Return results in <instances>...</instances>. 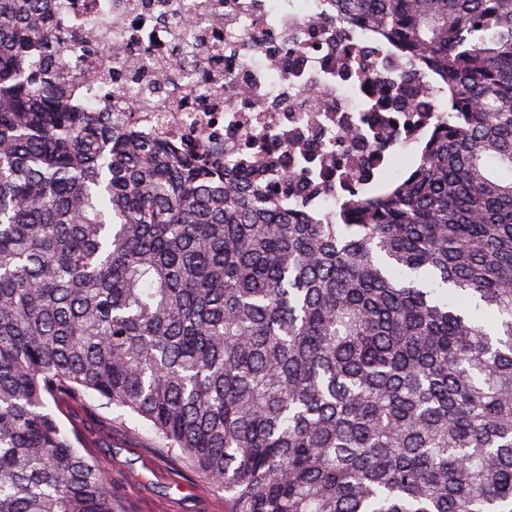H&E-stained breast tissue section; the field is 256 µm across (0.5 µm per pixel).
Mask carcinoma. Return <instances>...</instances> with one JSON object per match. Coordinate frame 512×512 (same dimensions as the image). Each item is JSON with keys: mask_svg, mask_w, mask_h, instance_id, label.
Instances as JSON below:
<instances>
[{"mask_svg": "<svg viewBox=\"0 0 512 512\" xmlns=\"http://www.w3.org/2000/svg\"><path fill=\"white\" fill-rule=\"evenodd\" d=\"M335 2L447 104L326 223L79 110L56 0H0V512H121L89 394L227 512H512V0Z\"/></svg>", "mask_w": 512, "mask_h": 512, "instance_id": "obj_1", "label": "carcinoma"}]
</instances>
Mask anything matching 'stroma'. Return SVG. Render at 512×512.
<instances>
[{"label":"stroma","instance_id":"35a3bbf8","mask_svg":"<svg viewBox=\"0 0 512 512\" xmlns=\"http://www.w3.org/2000/svg\"><path fill=\"white\" fill-rule=\"evenodd\" d=\"M51 410L80 438L81 453L111 478L124 512H225L223 487L159 448L148 426L120 423L116 411L91 396Z\"/></svg>","mask_w":512,"mask_h":512}]
</instances>
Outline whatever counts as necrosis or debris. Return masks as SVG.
<instances>
[{
    "label": "necrosis or debris",
    "instance_id": "obj_1",
    "mask_svg": "<svg viewBox=\"0 0 512 512\" xmlns=\"http://www.w3.org/2000/svg\"><path fill=\"white\" fill-rule=\"evenodd\" d=\"M67 31H92L74 59L81 110L108 112L196 152L221 146L272 164L267 184L289 205L335 215L351 186L368 189L415 156L437 124L436 80L364 23L336 24L331 0H57ZM416 100V112L380 108ZM352 168V177L340 171ZM331 178H323L325 170ZM295 179L283 183L285 174Z\"/></svg>",
    "mask_w": 512,
    "mask_h": 512
}]
</instances>
